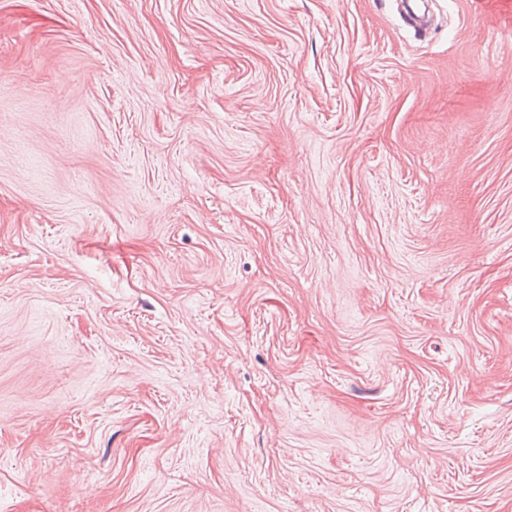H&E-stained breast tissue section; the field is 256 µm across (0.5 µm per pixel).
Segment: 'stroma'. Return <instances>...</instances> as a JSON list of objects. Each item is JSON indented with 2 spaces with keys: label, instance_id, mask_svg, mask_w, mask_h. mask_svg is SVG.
I'll return each mask as SVG.
<instances>
[{
  "label": "stroma",
  "instance_id": "1",
  "mask_svg": "<svg viewBox=\"0 0 512 512\" xmlns=\"http://www.w3.org/2000/svg\"><path fill=\"white\" fill-rule=\"evenodd\" d=\"M0 0V512H512V4Z\"/></svg>",
  "mask_w": 512,
  "mask_h": 512
}]
</instances>
